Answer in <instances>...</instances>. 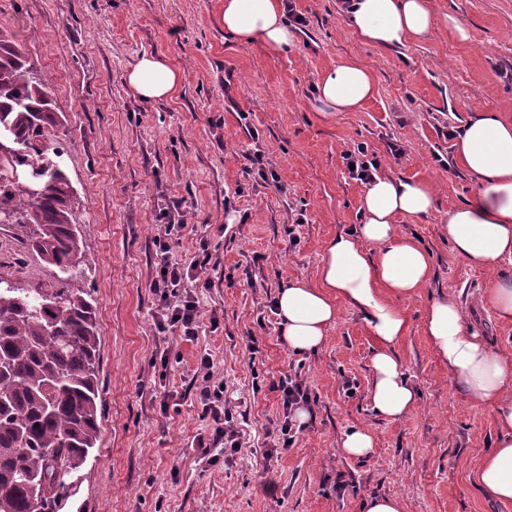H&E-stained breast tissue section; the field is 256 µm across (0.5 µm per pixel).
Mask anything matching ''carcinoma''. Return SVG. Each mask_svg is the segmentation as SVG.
<instances>
[{
    "label": "carcinoma",
    "mask_w": 512,
    "mask_h": 512,
    "mask_svg": "<svg viewBox=\"0 0 512 512\" xmlns=\"http://www.w3.org/2000/svg\"><path fill=\"white\" fill-rule=\"evenodd\" d=\"M52 81L0 32V226L26 229L53 285L0 270V512H60L100 435L97 309Z\"/></svg>",
    "instance_id": "cac0c4a2"
}]
</instances>
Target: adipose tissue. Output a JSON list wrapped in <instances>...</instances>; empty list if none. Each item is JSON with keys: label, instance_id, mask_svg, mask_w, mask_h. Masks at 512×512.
Listing matches in <instances>:
<instances>
[{"label": "adipose tissue", "instance_id": "obj_1", "mask_svg": "<svg viewBox=\"0 0 512 512\" xmlns=\"http://www.w3.org/2000/svg\"><path fill=\"white\" fill-rule=\"evenodd\" d=\"M347 19L359 40L385 48L425 37L436 23L428 0H351ZM223 20L225 32L242 44L258 39L282 51L293 40L281 0H224ZM180 80L164 58L146 54L126 74L129 87L145 100L170 97ZM374 88L371 69L354 58L326 70L316 85L318 101L333 112L358 110ZM455 148L479 183L475 195L449 213L445 233L460 259L492 272L486 301L499 318L512 321V280L494 275L499 260L512 256V114L487 112L469 119ZM434 204L431 184L375 177L363 192L362 223L328 243L317 283L296 280L277 295L282 335L297 352H314L324 344L339 304L363 316L377 342L370 361V400L374 411L390 421L405 417L419 402L396 352L407 326L397 303L415 296L432 272L429 251L400 234L396 220L427 215ZM424 329L456 389L487 407L499 429L472 482L490 498L511 502L512 359L471 331L452 298L432 300Z\"/></svg>", "mask_w": 512, "mask_h": 512}]
</instances>
